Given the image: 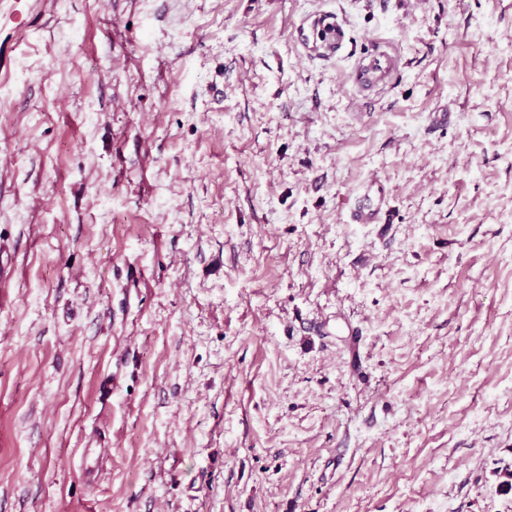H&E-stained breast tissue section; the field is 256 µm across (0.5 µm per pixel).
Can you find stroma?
Wrapping results in <instances>:
<instances>
[{"label":"stroma","mask_w":512,"mask_h":512,"mask_svg":"<svg viewBox=\"0 0 512 512\" xmlns=\"http://www.w3.org/2000/svg\"><path fill=\"white\" fill-rule=\"evenodd\" d=\"M511 40L0 0V512H512Z\"/></svg>","instance_id":"35a3bbf8"}]
</instances>
